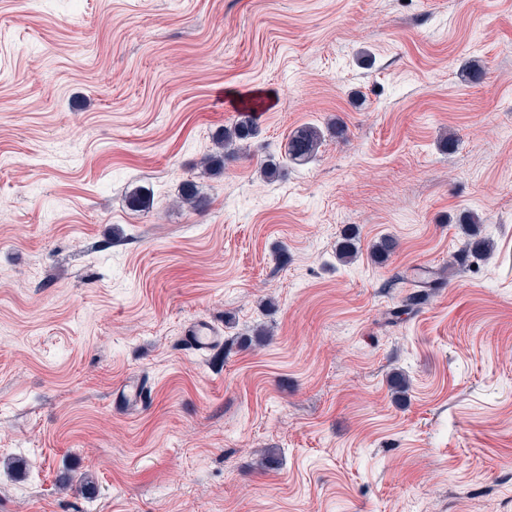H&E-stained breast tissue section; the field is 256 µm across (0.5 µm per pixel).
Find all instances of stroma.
<instances>
[{"label":"stroma","mask_w":512,"mask_h":512,"mask_svg":"<svg viewBox=\"0 0 512 512\" xmlns=\"http://www.w3.org/2000/svg\"><path fill=\"white\" fill-rule=\"evenodd\" d=\"M0 512H512V0H0ZM256 129L248 117H241L231 126L219 131L214 137V150L200 162L202 173L218 176L224 173V163L246 149L248 141L255 137ZM323 140L324 133L316 125L304 124L296 128L288 137V161L297 165L307 164L316 157ZM460 224L464 226L466 235L469 237L466 249L462 251L463 254L460 259L465 262L471 253L489 256L492 251V244L489 240L479 237L480 225L483 224V220L478 215L469 213L463 217ZM221 335L218 327L204 319L190 322L184 330L188 346L198 353L213 349L222 339ZM144 392L140 379H132L115 395V404L121 407L143 406Z\"/></svg>","instance_id":"stroma-1"}]
</instances>
